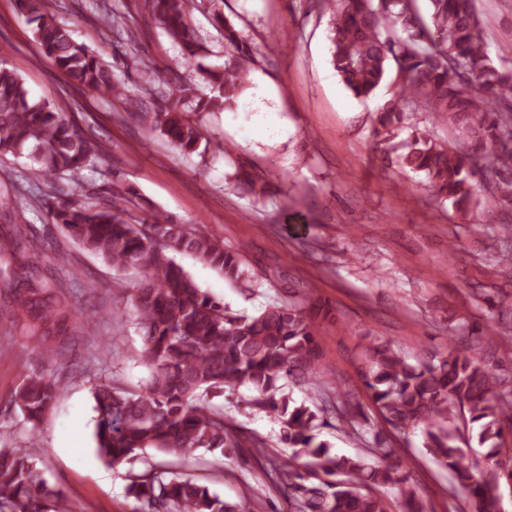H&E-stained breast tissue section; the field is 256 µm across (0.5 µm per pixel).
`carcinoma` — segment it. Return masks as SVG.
<instances>
[{
	"label": "carcinoma",
	"instance_id": "carcinoma-1",
	"mask_svg": "<svg viewBox=\"0 0 512 512\" xmlns=\"http://www.w3.org/2000/svg\"><path fill=\"white\" fill-rule=\"evenodd\" d=\"M146 7L187 59L200 57L192 0H145ZM31 26L42 55L72 82L94 93L125 96L112 72L73 32L51 13L45 0H16ZM224 0H210V22L224 39V65L204 68L209 93L195 100L193 111L222 112L237 107L254 65L251 41L224 15ZM310 7L331 12L332 65L344 86L367 99L395 74L399 92L379 109L374 130L381 141L413 126L415 109L450 127H467L486 140L485 148H467L430 138L418 131L403 142L399 164L424 174L438 199L452 201L465 213L480 184L512 201V73L491 65L485 31L491 19L478 20L476 0H312ZM479 87L470 90L467 79ZM176 99L153 109V128L184 154L195 152L201 133ZM24 158L26 172L49 184L94 167L100 151L48 100L36 101L23 79L0 53V157ZM49 203L51 223L59 225L82 249L118 271L140 273L131 295L143 336L142 362L151 375L141 389L114 386L106 375L92 379L95 441L100 457L117 467L152 448L173 457L205 448L229 457L242 444L233 422L210 407L218 392L252 393L249 405L275 416L291 449L272 460L260 440L252 456L264 459L272 483L288 491L295 512H390L381 495L397 491L401 512H423L404 470L398 449L380 432L362 455L337 456L318 440V430L336 415V427L356 429L366 419L350 392L323 394L311 408L295 403L285 388L309 385L320 358L316 307L309 297L273 304L255 315L241 314L202 291L173 254L188 253L224 273L229 281L248 276L243 252L197 231L189 224L154 212L131 224L122 217L126 191L89 205L81 196L55 190ZM40 250L36 238H0V279L13 281L9 305L0 307L15 333L33 337L47 356L61 353L73 336L93 333L92 315L75 307L61 280L30 268ZM363 383L386 425L396 431L421 427L424 447L453 477V492L465 495L473 512H500V485L512 487V387L504 375L448 338V353L407 361L387 341L367 338ZM58 382L44 372L30 374L15 392L25 419L37 424L53 408ZM487 449L483 468L458 444L459 425ZM128 493L147 512H254L246 498L229 502L193 480L153 467L131 479ZM59 492L42 477L34 457L0 448V512H56Z\"/></svg>",
	"mask_w": 512,
	"mask_h": 512
}]
</instances>
